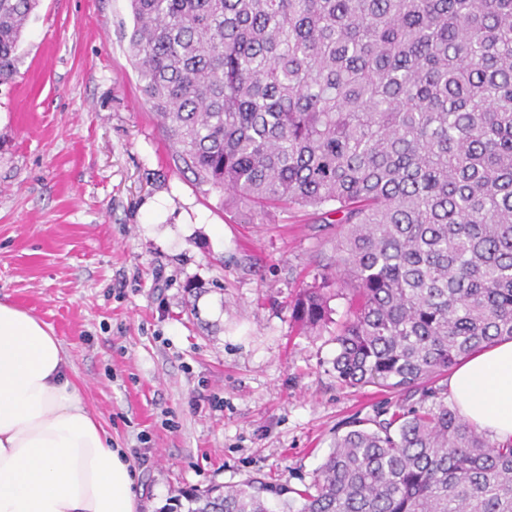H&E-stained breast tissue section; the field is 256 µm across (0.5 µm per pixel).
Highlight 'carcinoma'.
<instances>
[{
	"label": "carcinoma",
	"mask_w": 512,
	"mask_h": 512,
	"mask_svg": "<svg viewBox=\"0 0 512 512\" xmlns=\"http://www.w3.org/2000/svg\"><path fill=\"white\" fill-rule=\"evenodd\" d=\"M38 0H0V84ZM129 53L178 156L249 224L334 205L336 270L291 314L353 310L331 370L422 390L512 339V0H131ZM249 480L163 512H512V444L442 402L336 437L299 509Z\"/></svg>",
	"instance_id": "carcinoma-1"
}]
</instances>
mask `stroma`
Instances as JSON below:
<instances>
[{
    "label": "stroma",
    "instance_id": "obj_1",
    "mask_svg": "<svg viewBox=\"0 0 512 512\" xmlns=\"http://www.w3.org/2000/svg\"><path fill=\"white\" fill-rule=\"evenodd\" d=\"M129 0H40L0 85V300L62 342L89 410L139 451L138 512L179 490L303 489L353 419L417 392L337 383L332 322L290 303L336 264L323 209L246 224L197 178L145 100Z\"/></svg>",
    "mask_w": 512,
    "mask_h": 512
}]
</instances>
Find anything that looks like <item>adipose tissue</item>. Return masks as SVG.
Wrapping results in <instances>:
<instances>
[{
  "mask_svg": "<svg viewBox=\"0 0 512 512\" xmlns=\"http://www.w3.org/2000/svg\"><path fill=\"white\" fill-rule=\"evenodd\" d=\"M460 415L512 443V339L462 360L448 380ZM125 449L87 408L62 343L0 301V512H137Z\"/></svg>",
  "mask_w": 512,
  "mask_h": 512,
  "instance_id": "ef3b65f1",
  "label": "adipose tissue"
}]
</instances>
